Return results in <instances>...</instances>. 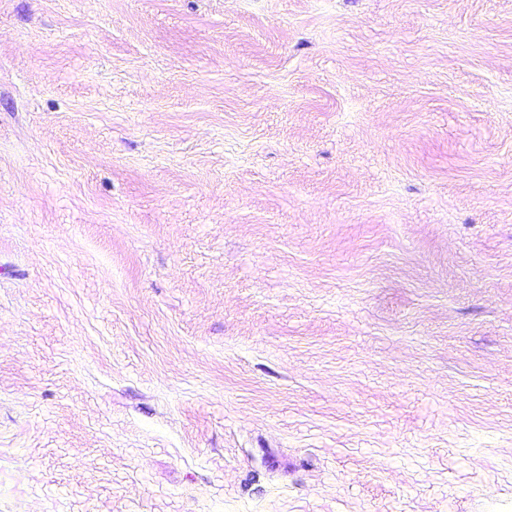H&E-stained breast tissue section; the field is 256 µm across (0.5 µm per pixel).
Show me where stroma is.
<instances>
[{
    "instance_id": "obj_1",
    "label": "stroma",
    "mask_w": 512,
    "mask_h": 512,
    "mask_svg": "<svg viewBox=\"0 0 512 512\" xmlns=\"http://www.w3.org/2000/svg\"><path fill=\"white\" fill-rule=\"evenodd\" d=\"M0 512H512V0H0Z\"/></svg>"
}]
</instances>
